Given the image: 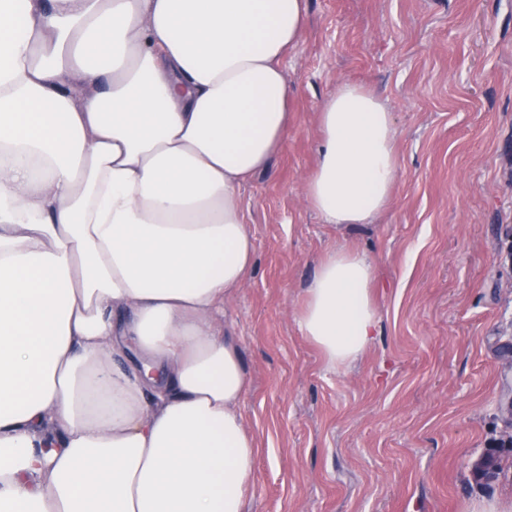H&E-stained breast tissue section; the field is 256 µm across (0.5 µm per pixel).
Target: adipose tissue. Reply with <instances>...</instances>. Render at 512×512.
<instances>
[{
    "label": "adipose tissue",
    "instance_id": "1",
    "mask_svg": "<svg viewBox=\"0 0 512 512\" xmlns=\"http://www.w3.org/2000/svg\"><path fill=\"white\" fill-rule=\"evenodd\" d=\"M306 0H0V512H244L258 454L224 308L255 245L240 190L292 123ZM304 196L367 224L391 112L341 82ZM326 252L296 321L333 369L378 315Z\"/></svg>",
    "mask_w": 512,
    "mask_h": 512
}]
</instances>
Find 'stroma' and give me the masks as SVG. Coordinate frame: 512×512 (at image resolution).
<instances>
[{"mask_svg": "<svg viewBox=\"0 0 512 512\" xmlns=\"http://www.w3.org/2000/svg\"><path fill=\"white\" fill-rule=\"evenodd\" d=\"M283 61L294 122L242 188L254 274L224 310L261 449L249 512H463L512 491L485 450L512 436V0H306ZM396 129L398 177L368 224L321 221L303 195L319 107L341 81ZM374 263L377 336L329 368L296 324L331 248Z\"/></svg>", "mask_w": 512, "mask_h": 512, "instance_id": "35a3bbf8", "label": "stroma"}]
</instances>
